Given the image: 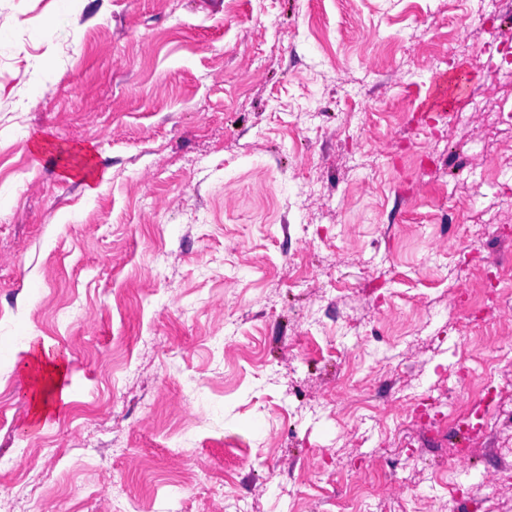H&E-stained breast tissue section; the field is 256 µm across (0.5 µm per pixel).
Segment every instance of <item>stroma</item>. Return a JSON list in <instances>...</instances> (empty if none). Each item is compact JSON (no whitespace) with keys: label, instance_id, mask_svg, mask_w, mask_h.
Instances as JSON below:
<instances>
[{"label":"stroma","instance_id":"1","mask_svg":"<svg viewBox=\"0 0 512 512\" xmlns=\"http://www.w3.org/2000/svg\"><path fill=\"white\" fill-rule=\"evenodd\" d=\"M0 0V487L43 472L54 512H368L448 501L446 397L465 358L498 404L464 435L468 512L512 410V365L458 311L485 224H511L493 153L512 0ZM463 95L429 129L435 73ZM90 148L99 173L68 180ZM67 352L68 402L33 423L14 337ZM368 396L352 410L353 393Z\"/></svg>","mask_w":512,"mask_h":512}]
</instances>
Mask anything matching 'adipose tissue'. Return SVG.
I'll use <instances>...</instances> for the list:
<instances>
[{
    "label": "adipose tissue",
    "instance_id": "obj_1",
    "mask_svg": "<svg viewBox=\"0 0 512 512\" xmlns=\"http://www.w3.org/2000/svg\"><path fill=\"white\" fill-rule=\"evenodd\" d=\"M15 341L28 354L21 370L31 380L30 400L39 417H46L49 412L46 399L49 395H56L61 401L69 398L68 389L64 384L67 355L60 349L51 348L50 345L38 344L34 337L24 334L16 336Z\"/></svg>",
    "mask_w": 512,
    "mask_h": 512
}]
</instances>
